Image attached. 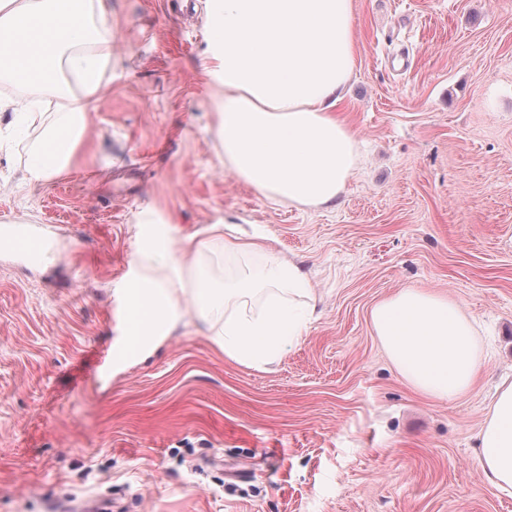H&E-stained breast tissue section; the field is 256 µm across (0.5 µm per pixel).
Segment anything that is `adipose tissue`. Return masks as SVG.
Instances as JSON below:
<instances>
[{
    "label": "adipose tissue",
    "instance_id": "1",
    "mask_svg": "<svg viewBox=\"0 0 512 512\" xmlns=\"http://www.w3.org/2000/svg\"><path fill=\"white\" fill-rule=\"evenodd\" d=\"M109 8L110 0H0V84L22 78L56 100L47 125L39 107L0 98V112L44 127L26 167L30 181H49L79 155L87 113L112 82V39L92 35L88 15ZM208 27L205 72L224 89L216 133L225 164L265 198L307 207L334 202L358 163L355 132L338 109L355 67L353 0H217ZM137 224L113 364L158 349L183 322L186 297L210 341L251 368L304 335L315 311L311 284L262 235L219 223L177 240L151 209L139 212ZM217 246L256 263L218 282L203 260ZM257 295L260 308H249ZM371 323L414 390L451 400L475 385V326L448 296L402 289L374 306ZM479 465L498 493L512 496V382L501 383L490 405Z\"/></svg>",
    "mask_w": 512,
    "mask_h": 512
}]
</instances>
